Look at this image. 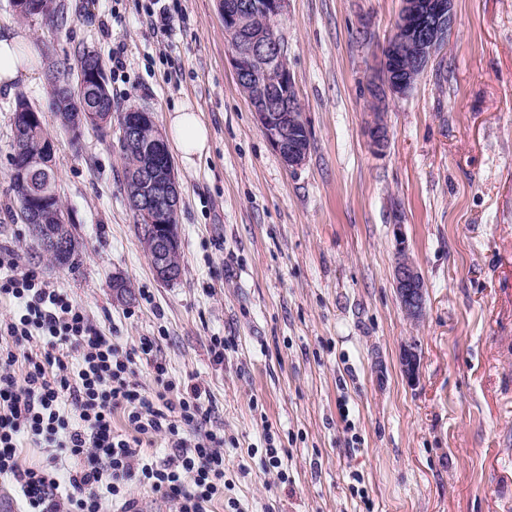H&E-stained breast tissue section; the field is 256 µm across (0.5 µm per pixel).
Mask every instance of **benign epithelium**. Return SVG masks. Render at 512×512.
<instances>
[{"label": "benign epithelium", "instance_id": "benign-epithelium-1", "mask_svg": "<svg viewBox=\"0 0 512 512\" xmlns=\"http://www.w3.org/2000/svg\"><path fill=\"white\" fill-rule=\"evenodd\" d=\"M288 0H219L224 21V39L235 77L242 78L240 90L246 96L254 118L279 155L290 169L304 165L311 151V139L300 128L305 126L302 108L292 79L286 53L276 29L253 25L257 15L279 18ZM453 0H401V7L392 36L381 48L377 79L372 85V111L367 113L364 136L369 148L382 153L388 146L390 130L386 105L405 97L420 75L432 62L436 51L453 31ZM55 101L70 109V125L80 129L85 125L104 127L110 114L95 112L87 98L73 92L68 85H58ZM151 116L142 110L125 113L121 138L128 146L138 145L136 132ZM13 189L21 197L31 196L28 175L29 159L20 151L14 153ZM130 208L143 218L140 230L154 238L150 264L156 277L165 282L178 279L180 270L172 264V254L178 249L173 227L166 223L169 213L178 210L179 183L172 169L159 159L143 167L133 179L127 195ZM23 219L40 233L53 251L65 248L66 236L48 230L39 223L37 210H30ZM396 252L392 266V281L397 299L406 316L420 319L425 311L424 278L413 260L402 225L394 224ZM401 364L407 379L418 376L419 354L411 346L403 349Z\"/></svg>", "mask_w": 512, "mask_h": 512}]
</instances>
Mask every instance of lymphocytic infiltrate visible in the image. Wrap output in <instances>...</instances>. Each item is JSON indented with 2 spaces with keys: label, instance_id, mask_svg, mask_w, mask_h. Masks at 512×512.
<instances>
[{
  "label": "lymphocytic infiltrate",
  "instance_id": "obj_1",
  "mask_svg": "<svg viewBox=\"0 0 512 512\" xmlns=\"http://www.w3.org/2000/svg\"><path fill=\"white\" fill-rule=\"evenodd\" d=\"M0 295L17 308L0 322V477L17 483L29 512H101L108 497L119 512H136L126 490L134 477L176 512H214L224 497V436L202 430L208 410L201 389L176 392L164 363L152 361L156 390L134 381L132 366L152 360L154 337L122 349L67 292L20 269L13 255L0 257ZM119 409L124 435L112 427ZM158 436L169 455L139 458L138 447ZM30 443L64 449L80 465L63 479L22 467L20 450Z\"/></svg>",
  "mask_w": 512,
  "mask_h": 512
}]
</instances>
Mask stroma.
<instances>
[{
    "mask_svg": "<svg viewBox=\"0 0 512 512\" xmlns=\"http://www.w3.org/2000/svg\"><path fill=\"white\" fill-rule=\"evenodd\" d=\"M64 2L51 25L0 0V34L39 53L34 80L0 88V250L122 347L156 337L154 359L201 387L206 429L224 432V497L243 512H512V0H454L452 34L388 107L380 154L362 130L400 0H288L279 33L313 142L295 170L238 87L216 0H168L164 37L150 0ZM87 51L109 67L116 112L147 109L163 131L187 100L210 130L196 166L175 167L177 281L155 278L138 239L117 133L73 137L49 107L48 68ZM20 96L55 143L70 270L32 258L6 208ZM397 222L426 284L416 322L392 283ZM270 441L287 450L277 473L263 467ZM147 11L148 24L153 34L161 33L165 35L171 30L172 18L171 9L166 3L154 9L153 6L158 5L160 2H166V0H152Z\"/></svg>",
    "mask_w": 512,
    "mask_h": 512,
    "instance_id": "stroma-1",
    "label": "stroma"
}]
</instances>
